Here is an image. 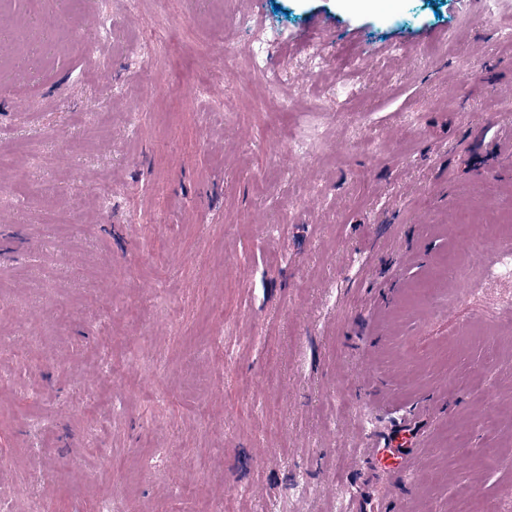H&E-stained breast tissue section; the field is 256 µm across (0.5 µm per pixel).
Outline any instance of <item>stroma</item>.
<instances>
[{
  "label": "stroma",
  "instance_id": "35a3bbf8",
  "mask_svg": "<svg viewBox=\"0 0 512 512\" xmlns=\"http://www.w3.org/2000/svg\"><path fill=\"white\" fill-rule=\"evenodd\" d=\"M124 2L0 0V502L512 512V0Z\"/></svg>",
  "mask_w": 512,
  "mask_h": 512
}]
</instances>
